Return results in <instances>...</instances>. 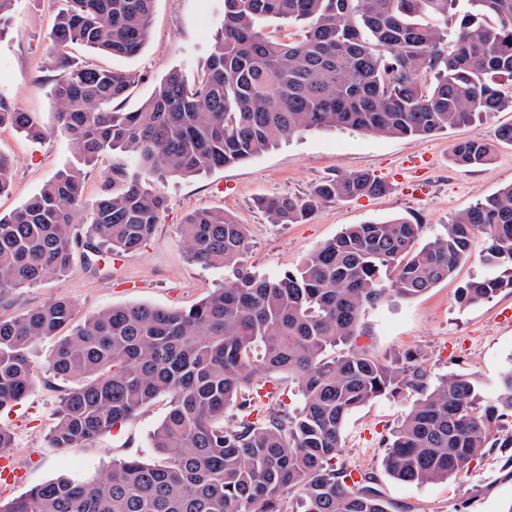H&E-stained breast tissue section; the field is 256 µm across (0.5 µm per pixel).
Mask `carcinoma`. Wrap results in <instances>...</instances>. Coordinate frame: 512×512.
I'll use <instances>...</instances> for the list:
<instances>
[{"instance_id":"1","label":"carcinoma","mask_w":512,"mask_h":512,"mask_svg":"<svg viewBox=\"0 0 512 512\" xmlns=\"http://www.w3.org/2000/svg\"><path fill=\"white\" fill-rule=\"evenodd\" d=\"M51 27L54 126L76 164L59 172L7 216H0V293L66 273L75 248L96 256L139 249L161 224L160 175L179 178L242 163L279 139L313 128L377 136L426 137L512 111V0H224L221 32L194 84L182 71L159 80L135 110L122 103L140 81L132 71L76 65L80 44L135 57L146 44L154 0H62ZM299 28L270 38V20ZM33 138L41 114L0 99V126ZM120 152L97 198L84 196L85 169ZM451 160L486 167L493 145L465 140ZM13 162L0 154V197ZM385 184L368 171L324 179L304 198L260 197L277 224H300L322 205L373 197ZM89 225L85 240L73 224ZM422 225L404 216L350 224L280 278L245 265L248 231L232 214L198 209L179 228L189 260L224 270L190 309L115 306L87 316L48 358L73 386L50 428L53 449L94 442L158 398L169 409L154 429L155 464L114 460L88 482L59 477L7 502L0 512H388L372 477L348 485L336 467L349 415L382 395H418L385 439L383 465L415 484L446 481L491 448L512 447V363L493 394L468 374L431 384L423 356L406 351L382 363L356 346L366 310L386 293L411 298L448 280L476 238L488 273L460 285L456 300L483 303L512 288V184L454 216L418 244ZM75 304L54 299L0 317V410L33 383L30 353L65 329ZM347 350L334 356L328 351ZM279 372L294 375L303 397L293 412L258 408L259 390ZM232 423H224L226 416Z\"/></svg>"}]
</instances>
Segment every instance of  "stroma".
Listing matches in <instances>:
<instances>
[{"instance_id": "1", "label": "stroma", "mask_w": 512, "mask_h": 512, "mask_svg": "<svg viewBox=\"0 0 512 512\" xmlns=\"http://www.w3.org/2000/svg\"><path fill=\"white\" fill-rule=\"evenodd\" d=\"M57 0H14L0 20V99L18 110L51 115L50 95L56 76L49 64L48 33ZM224 0H155L149 37L136 57L100 55L76 45L70 55L104 68L132 70L143 76L125 103L138 108L169 70L181 69L188 81L201 73L210 44L219 30ZM512 124V111L480 115L467 125L429 137L391 138L358 130L310 132L282 141L254 158L192 178L159 176L155 190L166 200V211L155 235L132 253H102L100 271L75 256L71 269L29 288L0 294V316L19 315L50 300L66 298L77 306L74 324L112 306L150 305L187 308L223 286V271L190 262L180 243L178 226L184 216L201 208H221L246 224L253 272L277 278L295 270L304 257L348 224L380 221L395 215L416 219L423 238L439 233L454 215L512 183V144L495 139L496 130ZM479 139L495 146L494 160L484 168L454 165L452 145ZM0 154L13 159V185L0 197V214L23 204L45 182L71 166L68 138L49 130L40 139L0 127ZM427 155V170L416 179L421 191L390 181L389 176L412 156ZM366 170L389 179L385 194L345 199L321 207L301 224H275L255 206L260 196H304L320 180ZM485 244L476 240L470 259L452 279L427 294L387 298L364 316L365 336L358 343L374 357L392 359L412 349L424 358L431 381L451 373L476 378L491 391L502 367L512 360V326L501 324L512 313V292L502 291L482 304L456 302L459 283L485 274ZM58 343L43 339L32 356L34 381L12 409L0 411V425L14 435L8 454L22 470L21 478L0 486V498L17 497L33 486L65 476L77 481L97 477L113 460L136 457L154 460L153 430L164 419L168 404L158 400L121 428L93 444L52 450L47 435L68 382L48 371L46 361ZM406 391L382 396L359 407L343 432L339 465L376 477L389 512H507L512 507V448H494L469 469L443 482L416 485L386 474L382 441L413 404Z\"/></svg>"}]
</instances>
